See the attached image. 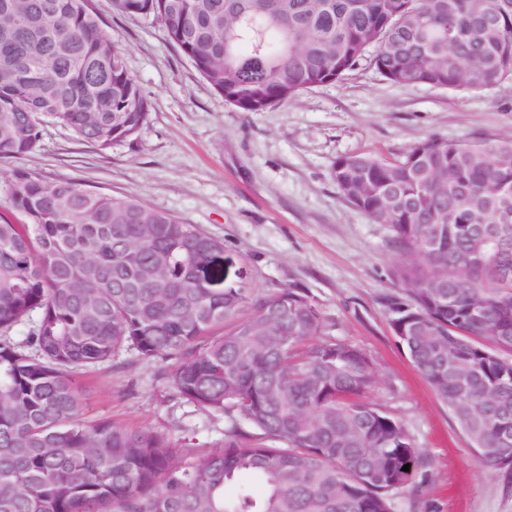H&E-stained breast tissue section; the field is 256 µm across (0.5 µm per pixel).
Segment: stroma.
I'll return each mask as SVG.
<instances>
[{
  "label": "stroma",
  "instance_id": "1",
  "mask_svg": "<svg viewBox=\"0 0 512 512\" xmlns=\"http://www.w3.org/2000/svg\"><path fill=\"white\" fill-rule=\"evenodd\" d=\"M89 7L146 96L148 120L134 142L106 151L45 126L31 153L0 159V215H15L10 180L22 168L198 225L223 240L228 274L243 273L259 296L306 289L324 333L367 356L375 373L369 400L422 451L414 483L393 495L395 512H512V484L476 462L454 414L392 330L404 294L391 229L345 201L332 177L338 157L393 161L430 136L512 140V82L478 93L398 85L364 61L341 82L267 112H241L152 20L122 16L112 0ZM161 367L126 350L80 377L88 418L158 432L174 448L222 445L229 419L171 400Z\"/></svg>",
  "mask_w": 512,
  "mask_h": 512
}]
</instances>
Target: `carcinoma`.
I'll use <instances>...</instances> for the list:
<instances>
[{
  "label": "carcinoma",
  "mask_w": 512,
  "mask_h": 512,
  "mask_svg": "<svg viewBox=\"0 0 512 512\" xmlns=\"http://www.w3.org/2000/svg\"><path fill=\"white\" fill-rule=\"evenodd\" d=\"M0 0V158L43 127L100 151L149 115L88 0ZM149 17L241 112L342 81L364 58L401 85L482 91L512 80V0H113ZM342 197L391 227L408 304L392 320L413 367L453 412L477 462L512 451V141L428 137L395 162L341 156ZM0 216V512H394L421 451L364 398L359 349L322 337L302 288H207L224 242L132 198L24 169ZM29 326L21 342L12 337ZM165 362L171 399L256 430L177 456L158 433L87 420L75 375L120 351ZM410 465L407 471L404 465ZM249 473L261 498L228 488Z\"/></svg>",
  "instance_id": "carcinoma-1"
}]
</instances>
